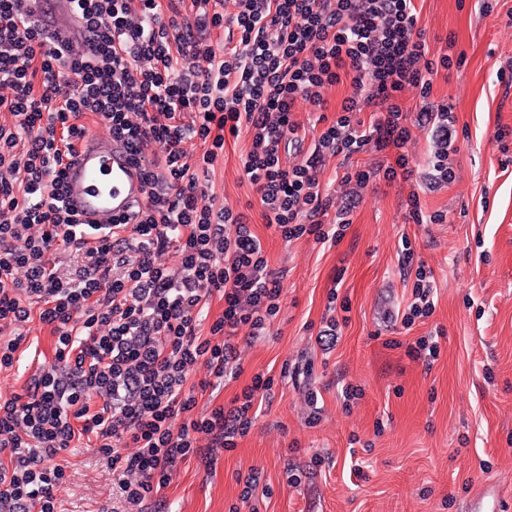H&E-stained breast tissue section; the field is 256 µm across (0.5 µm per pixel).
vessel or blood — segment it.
<instances>
[{
	"instance_id": "vessel-or-blood-1",
	"label": "vessel or blood",
	"mask_w": 512,
	"mask_h": 512,
	"mask_svg": "<svg viewBox=\"0 0 512 512\" xmlns=\"http://www.w3.org/2000/svg\"><path fill=\"white\" fill-rule=\"evenodd\" d=\"M22 10L51 43L89 51L94 35L79 21L72 0H22ZM63 195L66 207L85 224L111 223L148 200L130 149L99 132L85 135L66 169Z\"/></svg>"
}]
</instances>
